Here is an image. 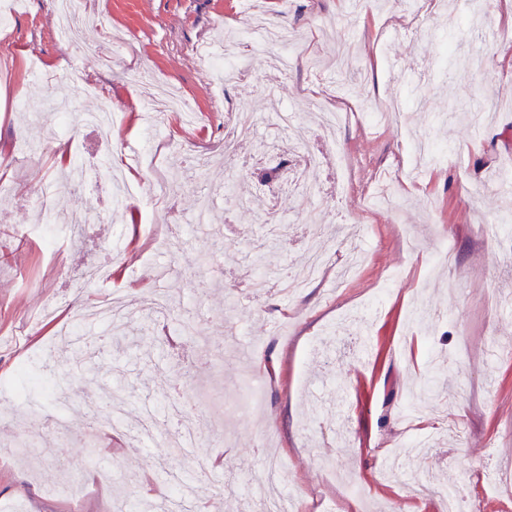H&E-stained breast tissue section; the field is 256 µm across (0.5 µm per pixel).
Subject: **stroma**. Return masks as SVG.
<instances>
[{
  "label": "stroma",
  "instance_id": "stroma-1",
  "mask_svg": "<svg viewBox=\"0 0 512 512\" xmlns=\"http://www.w3.org/2000/svg\"><path fill=\"white\" fill-rule=\"evenodd\" d=\"M90 11L93 34L118 53L112 67L75 70L51 0H23L0 27V182L17 187L0 194V380L30 392L0 401V512H70L81 482L82 512H111L115 495L144 498L145 477L159 489L168 470L189 476L212 512H258L275 491L301 512H440L383 474L392 448L423 433L434 450L406 457V470L461 487L477 512H512V492L479 479L492 458H512V264L494 259L498 233L512 227V188L493 181L497 151L512 142V82L492 80L512 61L505 0H91ZM251 14L303 33L282 49L287 66L266 64L268 48L243 26ZM231 35L247 70L227 87L196 48L223 52ZM89 81L98 97L84 95ZM159 81L192 119L149 126L144 103ZM268 98L295 114L292 130L263 109ZM58 100L106 104L122 121L107 142L77 120L62 128L46 109ZM321 102L350 113L335 136L317 126ZM243 107L258 123L241 159L261 143L291 164L310 148L321 159L306 177L320 186L330 262L290 298L255 291L260 268L248 259L269 239L281 267L304 262L309 226L289 192L275 196L281 222L257 223L248 202L262 187L251 173L230 181L192 159L220 156ZM157 139L172 199L155 209L150 168L133 154ZM77 153L91 164L86 183L33 208L26 189L58 180ZM115 173L138 183L137 199L112 203ZM203 195L212 209L197 224ZM83 204L100 221L72 236L44 227L43 212L62 219ZM339 225L365 233L358 271L341 286L335 271L349 253ZM444 242L449 266L434 260ZM95 262L108 281L84 279ZM393 270L404 276L386 285ZM115 290L130 301L160 294L177 311L142 314L118 348L65 345L57 326L69 311ZM183 318L193 336L182 335ZM435 370L424 412L406 421L408 391ZM259 373L258 410H235ZM117 393L123 428L107 447L97 427ZM181 419L205 424L183 456L166 447ZM267 445L286 462L272 485ZM109 466L111 483L98 484L96 470ZM223 481L230 492L214 497Z\"/></svg>",
  "mask_w": 512,
  "mask_h": 512
}]
</instances>
